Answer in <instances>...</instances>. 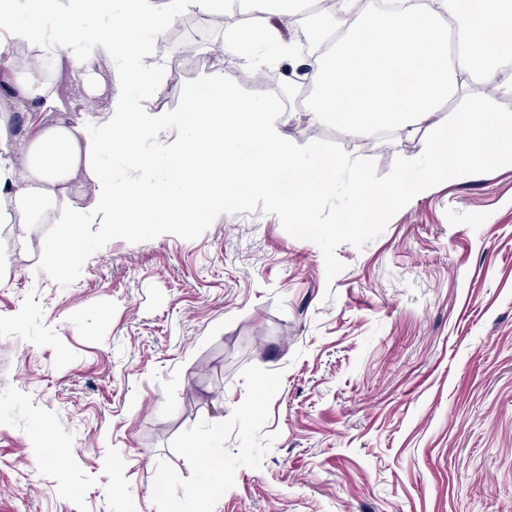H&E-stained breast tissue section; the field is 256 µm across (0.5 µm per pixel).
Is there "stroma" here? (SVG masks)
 <instances>
[{
	"mask_svg": "<svg viewBox=\"0 0 512 512\" xmlns=\"http://www.w3.org/2000/svg\"><path fill=\"white\" fill-rule=\"evenodd\" d=\"M186 18L172 73L283 102L275 76L226 74L222 26ZM97 71L91 98L50 71L63 110L102 119L128 92L111 54ZM485 92L411 133L364 141L304 112L288 133L385 184ZM352 207L339 185L307 229L254 196L113 233L64 279L53 225L21 239L0 268V512H512V162L357 228ZM216 425L208 472L191 446Z\"/></svg>",
	"mask_w": 512,
	"mask_h": 512,
	"instance_id": "stroma-1",
	"label": "stroma"
}]
</instances>
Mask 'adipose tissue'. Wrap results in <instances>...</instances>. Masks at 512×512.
I'll return each mask as SVG.
<instances>
[{
  "instance_id": "ef3b65f1",
  "label": "adipose tissue",
  "mask_w": 512,
  "mask_h": 512,
  "mask_svg": "<svg viewBox=\"0 0 512 512\" xmlns=\"http://www.w3.org/2000/svg\"><path fill=\"white\" fill-rule=\"evenodd\" d=\"M245 27L224 23L226 0H0V47L16 43L52 45L55 62L79 72L87 95L98 88L96 61L107 52L124 66L128 85L152 83L178 88L181 112H155L142 96L113 99L105 121L87 124L63 115L44 124L13 126V116L55 107L56 93L43 79L44 59L0 61L1 224L28 227L52 216L55 232L50 272L67 276L90 244L81 232L85 213L66 190L83 177L103 226L137 234L164 224H203L218 208L265 196L278 210L305 218L336 191L338 173L349 169L354 199L351 223L411 202L439 176H456L468 156L482 163L512 160V114L491 111L472 97L466 111L420 148L424 164L403 163L397 178L371 183L349 160L313 145L291 144L283 110L263 100L241 99L216 76H149L145 58L163 61L164 35L184 12L224 25V51L251 67L261 66L259 46L295 53L284 40L292 25L294 0H240ZM106 19L105 27L83 28L85 19ZM512 59V0H425L421 9L363 14L333 48L318 54L308 76L312 94L305 107L313 122L344 127L368 139L383 126L414 129L427 121L466 84L493 86L512 96V77L502 61ZM176 128L162 154H147L141 138ZM118 156L128 165L154 169L153 182L117 180L103 164Z\"/></svg>"
}]
</instances>
